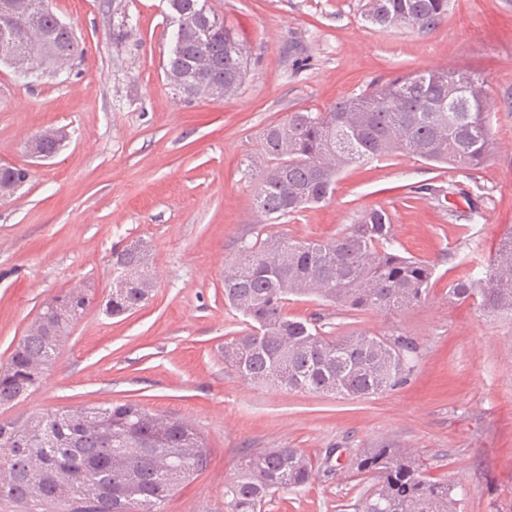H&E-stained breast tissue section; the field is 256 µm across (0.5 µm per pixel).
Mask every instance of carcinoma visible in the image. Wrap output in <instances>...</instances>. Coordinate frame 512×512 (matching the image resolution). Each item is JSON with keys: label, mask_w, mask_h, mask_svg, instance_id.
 I'll return each instance as SVG.
<instances>
[{"label": "carcinoma", "mask_w": 512, "mask_h": 512, "mask_svg": "<svg viewBox=\"0 0 512 512\" xmlns=\"http://www.w3.org/2000/svg\"><path fill=\"white\" fill-rule=\"evenodd\" d=\"M180 23L164 71L187 100L231 98L247 71L244 44L205 0H167ZM448 14V0H368L364 17L380 26L424 31ZM0 62L63 67L86 55L49 0H0ZM65 135L47 130L28 149L53 152ZM270 165L254 195L276 223L324 201L348 166L394 154L473 168L493 145L484 81L461 69L402 74L344 97L326 112H293L263 138ZM23 168L0 169V189L27 180ZM434 265L394 248L386 209L371 208L327 241L268 236L240 242L224 271V301L244 328L224 342V364L240 378L289 391L361 398L403 381L413 339L352 332L327 336L316 319L291 317L292 297L315 296L352 311L397 310L425 298ZM155 275L131 244L112 255V292L103 312L118 317L145 304ZM485 314H512V234L504 236L482 278L461 276L448 288ZM92 303L74 287L45 302L36 322L0 368V406L28 397L56 348ZM203 435L189 422L136 402L46 412L0 424V499L26 512H163L178 486L207 464ZM373 480L351 512H459L457 486L425 475L412 451L380 444L351 459ZM313 466L298 448L243 455L224 485V512H262L281 491L310 483Z\"/></svg>", "instance_id": "cac0c4a2"}]
</instances>
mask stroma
Listing matches in <instances>:
<instances>
[{
    "mask_svg": "<svg viewBox=\"0 0 512 512\" xmlns=\"http://www.w3.org/2000/svg\"><path fill=\"white\" fill-rule=\"evenodd\" d=\"M364 3L208 0L245 44L247 75L232 98L189 102L163 69L174 32L166 0H50L86 59L27 76L0 64V163L30 173L0 193V367L45 301L78 285L94 303L42 386L0 407V421L126 401L188 420L208 462L163 512H224L240 457L284 445L311 459L314 477L275 494L264 512H341L368 486L352 457L382 441L461 487L462 512H512V316L448 297L449 283L481 275L512 232V0H448L427 32L371 25ZM442 67L484 81L494 151L482 166L393 155L347 167L322 203L262 221L253 195L269 126L326 111L373 81ZM49 128L65 142L35 159L27 143ZM426 183L447 191V206L414 197ZM380 206L400 252L434 264L426 298L356 314L302 297L287 311L319 317L330 336L412 338L405 382L349 400L257 386L226 368L224 343L243 324L224 303V264L240 241L326 240ZM137 240L149 246L154 291L136 311L105 316L112 252Z\"/></svg>",
    "mask_w": 512,
    "mask_h": 512,
    "instance_id": "35a3bbf8",
    "label": "stroma"
}]
</instances>
